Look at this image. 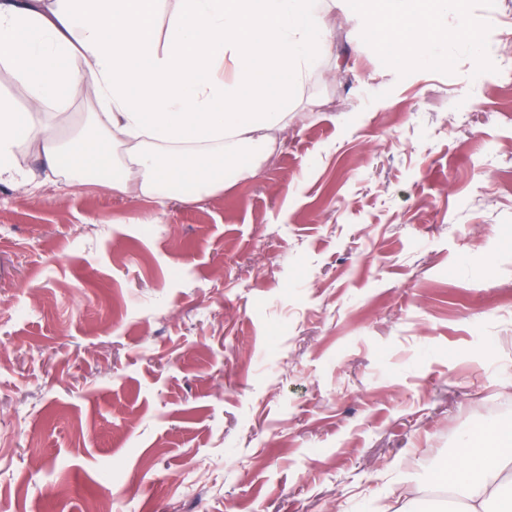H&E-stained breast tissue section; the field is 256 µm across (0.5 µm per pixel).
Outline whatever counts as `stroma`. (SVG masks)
I'll list each match as a JSON object with an SVG mask.
<instances>
[{"label": "stroma", "mask_w": 512, "mask_h": 512, "mask_svg": "<svg viewBox=\"0 0 512 512\" xmlns=\"http://www.w3.org/2000/svg\"><path fill=\"white\" fill-rule=\"evenodd\" d=\"M255 175L117 195L0 182V512H463L512 434V0L391 68L351 0ZM87 92L44 109L63 135ZM492 437L493 426L486 428ZM464 452L448 460V476L456 493L467 501V512H487L486 504L499 491L502 464L512 455V448L492 437V442L482 446L465 442Z\"/></svg>", "instance_id": "stroma-1"}]
</instances>
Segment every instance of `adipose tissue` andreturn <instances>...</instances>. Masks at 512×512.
I'll list each match as a JSON object with an SVG mask.
<instances>
[{"label": "adipose tissue", "mask_w": 512, "mask_h": 512, "mask_svg": "<svg viewBox=\"0 0 512 512\" xmlns=\"http://www.w3.org/2000/svg\"><path fill=\"white\" fill-rule=\"evenodd\" d=\"M322 0H0V51L28 86L19 115L0 100V181H15V149L42 165L111 175L113 193L151 199L223 189L270 160L295 89L329 42ZM456 26H449V17ZM473 24L454 0H432L425 25L391 45L392 63L427 61ZM92 88L101 135L62 142L39 117ZM505 443H469L448 461L467 512L497 495Z\"/></svg>", "instance_id": "ef3b65f1"}]
</instances>
